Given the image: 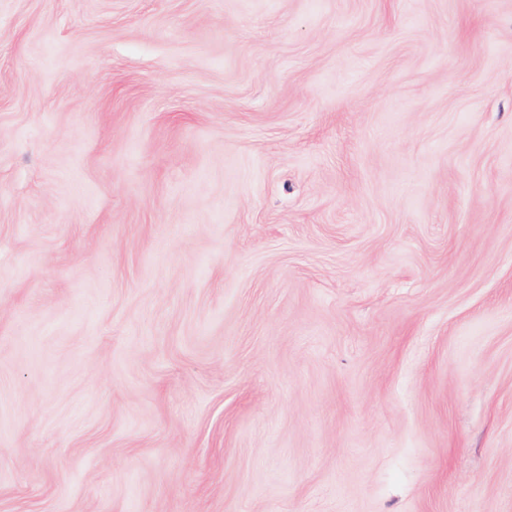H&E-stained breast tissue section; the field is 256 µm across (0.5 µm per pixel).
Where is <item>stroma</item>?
<instances>
[{
    "mask_svg": "<svg viewBox=\"0 0 512 512\" xmlns=\"http://www.w3.org/2000/svg\"><path fill=\"white\" fill-rule=\"evenodd\" d=\"M0 512H512V0H0Z\"/></svg>",
    "mask_w": 512,
    "mask_h": 512,
    "instance_id": "35a3bbf8",
    "label": "stroma"
}]
</instances>
